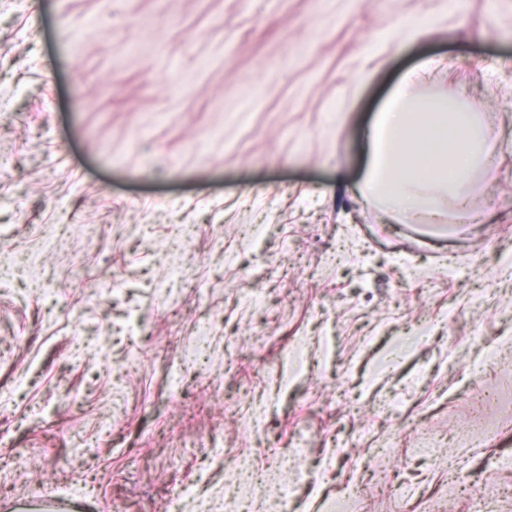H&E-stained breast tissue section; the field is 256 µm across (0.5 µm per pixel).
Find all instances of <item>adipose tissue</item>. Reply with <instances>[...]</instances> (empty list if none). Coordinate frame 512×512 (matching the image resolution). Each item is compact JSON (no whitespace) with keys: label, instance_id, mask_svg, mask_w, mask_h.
I'll return each instance as SVG.
<instances>
[{"label":"adipose tissue","instance_id":"1","mask_svg":"<svg viewBox=\"0 0 512 512\" xmlns=\"http://www.w3.org/2000/svg\"><path fill=\"white\" fill-rule=\"evenodd\" d=\"M443 66L426 60L407 72L366 133L360 193L409 220H446L441 197L463 199L471 169L489 152L486 132L463 110L459 97L415 95L421 74Z\"/></svg>","mask_w":512,"mask_h":512}]
</instances>
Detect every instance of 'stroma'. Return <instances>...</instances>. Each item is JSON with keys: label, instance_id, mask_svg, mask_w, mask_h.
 Wrapping results in <instances>:
<instances>
[{"label": "stroma", "instance_id": "35a3bbf8", "mask_svg": "<svg viewBox=\"0 0 512 512\" xmlns=\"http://www.w3.org/2000/svg\"><path fill=\"white\" fill-rule=\"evenodd\" d=\"M431 57L496 151L425 238L358 185ZM485 491L512 512V0H0V512Z\"/></svg>", "mask_w": 512, "mask_h": 512}]
</instances>
